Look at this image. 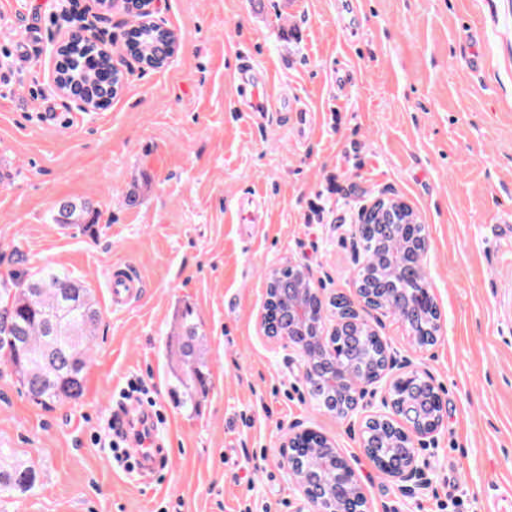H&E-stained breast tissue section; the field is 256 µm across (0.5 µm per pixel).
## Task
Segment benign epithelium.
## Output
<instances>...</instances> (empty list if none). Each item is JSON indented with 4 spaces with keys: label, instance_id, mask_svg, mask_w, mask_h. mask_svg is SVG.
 <instances>
[{
    "label": "benign epithelium",
    "instance_id": "7a95c632",
    "mask_svg": "<svg viewBox=\"0 0 512 512\" xmlns=\"http://www.w3.org/2000/svg\"><path fill=\"white\" fill-rule=\"evenodd\" d=\"M156 0H138L129 9L144 19L143 25H159L153 4ZM362 221L368 223L376 235L389 242L409 238L414 242V254L396 272L404 281H425L424 260L427 236L418 213L405 201L395 198H376L362 212ZM377 266L372 259L359 270L352 294L344 299L333 298L327 303L319 289L312 287L308 270L300 265H288L294 280L284 284L279 270L268 275L261 327L266 335L282 343L283 347L297 352L305 363L304 379L311 383L319 379L322 369L336 363V332H345L348 345L363 335H371L378 346L370 351L371 369L354 380L337 404L336 411L343 416L353 415L363 397L381 388L384 390L382 409L367 419L372 430L362 437V448L378 470L407 492L414 489L421 476L417 448L436 440L443 423V412L427 418L420 411V404L429 400L444 407L439 387L426 373L400 364L391 353L388 343L380 336L376 323L387 316L397 317L415 336L412 325L425 317L422 297L414 291L387 288L384 281L370 277V270ZM288 307V319L309 325L324 324L325 314L334 317L331 330H321L314 336H295L283 327V307ZM395 432L404 438L408 452L389 458L382 457L376 448L381 446L385 433ZM306 439L320 441L329 448V465L332 472L331 486H326L309 461L297 456L293 448ZM280 464L290 475L298 492L296 512H371L370 505L358 478L334 444L312 429H302L288 435L282 444Z\"/></svg>",
    "mask_w": 512,
    "mask_h": 512
}]
</instances>
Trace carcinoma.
Listing matches in <instances>:
<instances>
[{
  "label": "carcinoma",
  "mask_w": 512,
  "mask_h": 512,
  "mask_svg": "<svg viewBox=\"0 0 512 512\" xmlns=\"http://www.w3.org/2000/svg\"><path fill=\"white\" fill-rule=\"evenodd\" d=\"M96 51L87 38L70 45L63 80L87 92L97 90V72L81 63L80 55ZM98 211L88 202L62 199L53 209V221L63 228L89 230ZM365 252L381 258L389 248L380 240L357 229ZM63 277L68 288L61 291L48 284ZM102 311L91 289L62 269L44 266L32 276L11 274L0 280V365L11 369L22 393L33 403L53 409L78 401L83 394L86 370L96 352L97 331ZM172 392L186 410L196 407L207 388L208 371L204 333L194 311L186 307L168 336ZM348 375L359 376L368 369L361 354L339 351ZM54 375L46 377V364ZM345 378L319 380V391L330 400L345 388ZM40 482L32 461H21L12 448H0V499L14 498L34 489Z\"/></svg>",
  "instance_id": "cac0c4a2"
}]
</instances>
